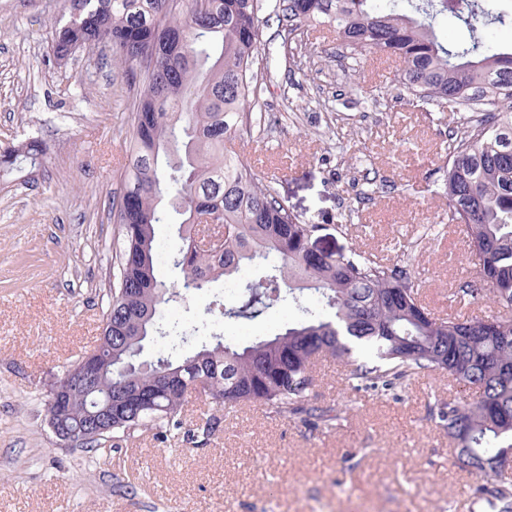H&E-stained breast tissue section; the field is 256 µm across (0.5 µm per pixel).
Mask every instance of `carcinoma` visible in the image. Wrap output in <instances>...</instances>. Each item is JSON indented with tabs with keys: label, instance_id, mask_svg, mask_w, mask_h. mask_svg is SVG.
Returning <instances> with one entry per match:
<instances>
[{
	"label": "carcinoma",
	"instance_id": "carcinoma-1",
	"mask_svg": "<svg viewBox=\"0 0 512 512\" xmlns=\"http://www.w3.org/2000/svg\"><path fill=\"white\" fill-rule=\"evenodd\" d=\"M53 55L63 61L82 38L108 45L115 62L138 82L135 135L126 190L113 212L119 225L103 376L73 388L67 427L112 401L113 448L150 432L203 448L221 429L211 414L184 415L183 389L209 384L202 395L220 409L257 404L273 417L316 428L325 412L308 406L314 360L349 366L348 384L379 395L421 374L445 371L465 395L440 405L437 417L459 459L482 480L477 492L493 512H512V479L500 470L512 457V317L437 319L422 306L411 273L371 253L322 252L310 245L320 225L300 222L234 150L265 120L258 79L263 27L288 31L295 56L310 29L326 25L348 53L401 59L391 83L422 112H449L445 147L448 221L464 227L468 263L479 283L461 289L512 310V43L489 41L490 26L512 27V10L480 0H66ZM465 31L441 41L439 20ZM40 157L38 141L7 147ZM182 216L177 288L158 277L156 228L168 211ZM208 215L211 224H196ZM220 234L210 250L199 242ZM263 279L239 299L216 303L227 319L253 320L297 293L316 295L322 311L272 338L239 346L215 331L164 320L161 307L184 299L244 267ZM165 340L150 370L126 368L154 337Z\"/></svg>",
	"mask_w": 512,
	"mask_h": 512
}]
</instances>
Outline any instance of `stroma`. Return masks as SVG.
Here are the masks:
<instances>
[{"label":"stroma","mask_w":512,"mask_h":512,"mask_svg":"<svg viewBox=\"0 0 512 512\" xmlns=\"http://www.w3.org/2000/svg\"><path fill=\"white\" fill-rule=\"evenodd\" d=\"M63 13L64 0H0V146L33 138L46 147L40 166L0 174V512H481L479 480L435 418L460 393L439 373L379 398L352 390L344 365L323 357L309 400L335 406L338 420L313 428L261 406L227 409L207 447L146 433L108 468L55 437L44 401L99 342L118 237L112 206L129 164L115 146H130L134 126L131 76L109 53L54 59ZM284 37L265 28L259 54L266 123L250 163L263 183L319 225L322 250L408 266L436 316L503 315L491 300L456 296L478 273L458 228L440 221L450 115L416 111L396 88L376 94L372 56L337 57L325 30L309 33L307 63L292 68ZM179 221L157 229L169 286L182 278ZM223 296L219 279L163 314L242 346L318 306L305 294L237 322L213 310Z\"/></svg>","instance_id":"1"}]
</instances>
